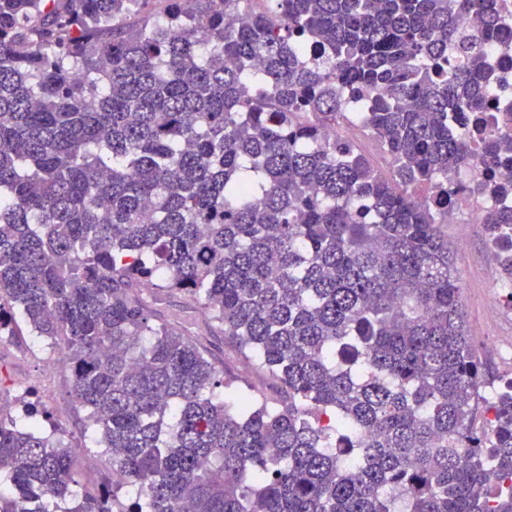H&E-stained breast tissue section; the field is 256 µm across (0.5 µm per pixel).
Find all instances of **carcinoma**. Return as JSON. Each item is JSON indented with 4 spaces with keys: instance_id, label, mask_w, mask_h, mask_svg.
Listing matches in <instances>:
<instances>
[{
    "instance_id": "1",
    "label": "carcinoma",
    "mask_w": 512,
    "mask_h": 512,
    "mask_svg": "<svg viewBox=\"0 0 512 512\" xmlns=\"http://www.w3.org/2000/svg\"><path fill=\"white\" fill-rule=\"evenodd\" d=\"M490 2L0 0V346L19 311L69 352L122 476L86 490L27 402L0 512H512V380L485 391L444 231ZM477 189L512 286V183ZM209 347L217 361L226 362V375H231L238 378H249L252 381H257L258 373L254 369V364L252 363L254 367H248L247 365L241 363L237 356H233L230 349L224 346V339L222 336L210 337Z\"/></svg>"
}]
</instances>
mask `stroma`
I'll use <instances>...</instances> for the list:
<instances>
[{"mask_svg": "<svg viewBox=\"0 0 512 512\" xmlns=\"http://www.w3.org/2000/svg\"><path fill=\"white\" fill-rule=\"evenodd\" d=\"M466 235L468 245L459 248V235ZM448 244L453 248L454 265L464 285V305L476 352L490 371L489 382L512 379V306L501 305L488 312L491 271L498 265L485 242L480 224H449ZM56 352L46 341L23 334L18 342L0 347V396L10 399V415L24 420L25 407L20 400L24 389H32L40 410L50 414L64 430V443L77 460L76 477L87 487H94L112 468L103 456L98 437L70 393L65 374L54 367Z\"/></svg>", "mask_w": 512, "mask_h": 512, "instance_id": "stroma-1", "label": "stroma"}]
</instances>
